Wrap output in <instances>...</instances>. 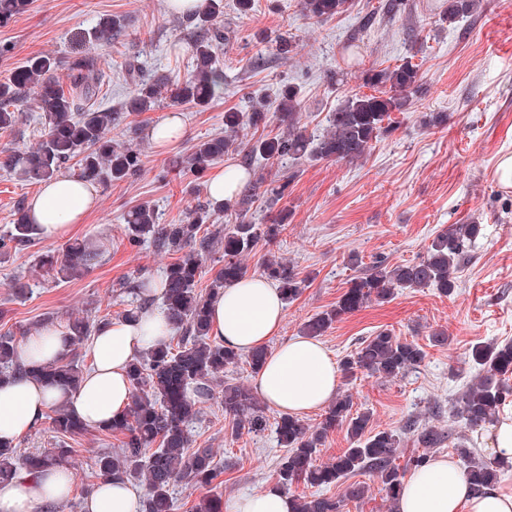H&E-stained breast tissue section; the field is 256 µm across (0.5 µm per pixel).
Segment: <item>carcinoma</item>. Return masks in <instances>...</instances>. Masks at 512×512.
I'll return each instance as SVG.
<instances>
[{"label":"carcinoma","instance_id":"carcinoma-1","mask_svg":"<svg viewBox=\"0 0 512 512\" xmlns=\"http://www.w3.org/2000/svg\"><path fill=\"white\" fill-rule=\"evenodd\" d=\"M32 0H0V27H5L29 11ZM477 0H448L443 18L452 24L473 12ZM301 14L308 19H325L342 14L352 7V0H300ZM223 0H201L187 20L200 29L193 46L194 66L188 76L173 89H168L165 76L145 77L137 59L124 60L122 69L134 88L123 102L125 113L110 108H95L89 102L98 95L105 74L96 69L91 56L80 55L69 62L70 85L63 89L53 77L60 62L49 55L28 58L7 82L0 83V131L11 130L16 112L11 107L26 94L33 95L38 111L46 120L44 139L34 147L12 150L4 166L19 168L26 180L46 182L69 168L78 167V178L91 184L124 181L136 176L142 167L141 154L128 146L115 143L108 134L125 120L124 114L138 115L159 106L163 93L170 91L178 103L200 108L224 94V69L217 65L214 48L224 41ZM121 28L119 21L104 18L93 32L97 43H110ZM420 66L406 58L403 63L366 73L365 84L371 94H355L335 111L328 113L323 132L314 136L301 123L302 96L295 86L282 89L276 104L279 120L285 131L274 136L260 137L247 143L242 152L246 163L255 157L279 167V173L268 183L265 193L276 201L284 196L288 180V162L312 156L320 160L358 161L366 156L373 142L392 129L385 124L393 112H404L410 97L416 92ZM268 104L257 100L252 112L224 113V135L195 143L182 158V164L196 179H202L211 167L235 147L240 129L245 125L258 127L265 123ZM224 215L225 225L213 226L200 235L202 226L214 216ZM290 213L283 209L273 222L260 227L237 212L233 206L213 201L186 213L177 224H161L155 210L149 206L131 209L126 217L128 241L133 247L152 244L160 251L182 253L164 272L161 294L164 311L176 334L177 342H165L138 355L130 365L129 378L133 386L132 403L121 418L112 422L110 431L126 437L118 452L97 457L96 467L102 478L117 477L145 485L147 496L143 512H172V488L178 484L207 486L217 477V463L212 449L191 447L188 424L197 417L201 404L214 398V385L221 381L224 369L246 363L259 372L267 357V348L248 354L224 346L210 336L209 301L221 289L245 277L241 262L243 255L259 242L271 246ZM34 233L27 211L19 217L7 238H0V256L30 242ZM480 233L477 224H454L438 233L427 248L426 256L415 263L389 266L384 261L373 262L363 276L351 280L349 288L336 306L322 312L304 325L306 336H321L343 316L377 300L394 296L397 288H436L446 295L455 288L454 273ZM224 249L220 268L215 271L207 294L198 291L203 273V256L216 247ZM97 253L82 243L67 244L60 258L47 261L49 271L64 278L87 272ZM262 273L275 282L285 301L294 300L301 292L304 280L287 263L268 259ZM121 288L138 289L143 304L124 311L123 317H135L150 301L152 285L147 281L121 282ZM98 324L75 319L68 324L70 346L74 347L94 335ZM19 344L11 335H0V378L28 374L18 352ZM426 353L413 341H403L386 330L364 340L355 353L344 358L340 365L343 378L351 379L356 372L366 371L385 378H397L415 369ZM472 360L478 374L458 399V417L464 428L473 432L493 422L512 394L508 375L512 373V342L490 343L476 347ZM35 376L48 385L74 390L83 378V371L70 359L69 353L42 365ZM351 396L341 395L328 406L316 428L290 415L276 421L280 442L287 448L279 469V480L288 486L303 481L311 486L329 487L342 478L362 470L378 474L386 498L397 502L402 490V472L393 464L401 435L409 434L423 448V453L411 459L415 468L428 462V450L438 448L445 440L444 433L416 419L407 420L401 431L385 430L365 436L370 422L367 412H352ZM224 416L229 418L231 435L239 436L243 429L258 432L266 424L265 403L253 390L243 384L224 385ZM52 425L64 437L81 435L86 425L77 419L64 404L53 408ZM344 426L351 439L345 449L330 464H317L315 454L327 433ZM158 448L149 451V447ZM456 452L463 461V473L474 491L479 492L497 480L499 472L508 465L503 458L483 459L474 454L471 440L465 435L457 438ZM67 449L54 454H32L18 466L16 447L0 442V481L14 477L21 469L35 471L49 465L65 464ZM367 494L361 483H350L341 498L318 495L312 499L292 497L294 512H343L344 502L360 501Z\"/></svg>","mask_w":512,"mask_h":512}]
</instances>
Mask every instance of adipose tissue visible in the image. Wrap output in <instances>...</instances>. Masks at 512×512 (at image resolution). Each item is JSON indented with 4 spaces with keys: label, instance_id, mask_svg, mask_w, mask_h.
<instances>
[{
    "label": "adipose tissue",
    "instance_id": "ef3b65f1",
    "mask_svg": "<svg viewBox=\"0 0 512 512\" xmlns=\"http://www.w3.org/2000/svg\"><path fill=\"white\" fill-rule=\"evenodd\" d=\"M94 185L60 175L41 185L28 201L29 218L44 240L67 236L95 207ZM284 318L278 288L262 277H247L218 292L212 300L211 336L247 353L266 346ZM166 314L143 312L139 320L115 319L100 327L93 344L94 363L78 390L64 392L29 376L0 383V440L17 442L31 432L53 404L67 403L91 428L109 425L126 412L132 400L127 376L132 358L169 338ZM66 349V333L54 327L29 337L19 349L21 359L38 365ZM255 386L275 409L303 415L325 405L336 394L338 369L323 345L298 337L269 353ZM74 473L63 466L19 473L0 482V512H44L47 505L74 496ZM142 491L112 480L98 483L83 498V512H139ZM292 502L280 489L231 498L224 512H291ZM398 512H512V487L493 485L473 492L459 465L437 457L405 479Z\"/></svg>",
    "mask_w": 512,
    "mask_h": 512
}]
</instances>
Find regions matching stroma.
Returning <instances> with one entry per match:
<instances>
[{"label":"stroma","mask_w":512,"mask_h":512,"mask_svg":"<svg viewBox=\"0 0 512 512\" xmlns=\"http://www.w3.org/2000/svg\"><path fill=\"white\" fill-rule=\"evenodd\" d=\"M234 2L224 0L226 40L215 50L224 68L223 97L203 111L166 99L133 117L141 172L99 185L97 208L70 235L96 247V263L80 278L55 279L41 261L58 254L62 243L37 236L1 259L0 334L12 333L21 343L42 324L64 328L77 317L112 320L137 305L136 294L116 291L115 283L161 280L176 256L150 245L130 246L124 216L147 205L161 223L174 224L207 201L206 190H194L193 175L179 161L198 141L223 135L225 111H250L253 99L275 97L283 85L296 84L305 105L302 121L317 135L327 112L364 93V70L392 67L411 55L421 66L420 89L407 111L392 113L396 130L353 163L305 158L292 164L295 177L281 201L290 220L273 247L257 245L242 264L247 275H258L273 255L290 262L304 281L267 345L272 351L301 336L310 318L332 309L349 281L374 261L417 262L450 225H480L452 295L401 288L390 299L344 316L320 338L336 362L381 330L422 346L423 363L405 375L385 379L361 371L339 381L338 390L351 395L354 410L370 412L369 433L400 429L412 417L446 432L434 456L455 457L463 428L456 402L478 372L471 349L512 342V187H503L496 175L500 159L512 156V0H480L476 11L454 24L440 18L446 0H399L391 12L386 0H353L347 13L319 22L302 17L298 0H254L245 17L236 13ZM105 16L120 19L122 29L112 43L91 49L111 79L99 95L102 106L120 109L132 90L121 69L125 57H139L145 74L174 83L191 71L195 31L169 11L166 0H32L27 13L0 27V82L29 57L48 53L61 62L56 79L68 84L67 62L82 50V36ZM278 30L296 43L285 57L262 42ZM15 111L18 121L0 133V150L33 147L44 132L32 97L18 102ZM169 112L182 113L186 135L160 147L148 132ZM437 112L447 114V121L423 126V115ZM37 190L0 165V235L12 229L19 209ZM17 281L25 285L24 294H16ZM439 330L448 335L446 345L429 341ZM279 416L267 408L263 431H244L233 439L221 397L204 404L189 430L194 446L216 451L218 475L203 488L175 487L174 512H195L206 497L226 500L278 485L286 454L275 431ZM123 440L96 428L63 440L46 419L18 441L17 451L25 457L66 442L77 494L53 512H83L82 496L99 480L96 457L117 451Z\"/></svg>","instance_id":"stroma-1"}]
</instances>
